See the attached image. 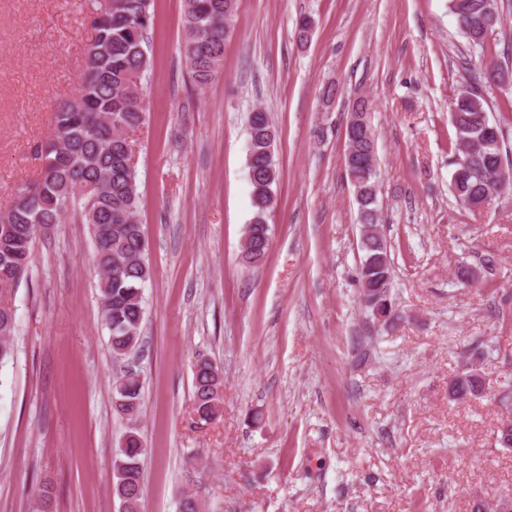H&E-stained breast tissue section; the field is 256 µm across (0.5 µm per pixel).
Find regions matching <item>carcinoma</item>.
I'll list each match as a JSON object with an SVG mask.
<instances>
[{"label":"carcinoma","mask_w":512,"mask_h":512,"mask_svg":"<svg viewBox=\"0 0 512 512\" xmlns=\"http://www.w3.org/2000/svg\"><path fill=\"white\" fill-rule=\"evenodd\" d=\"M232 0H184L185 59L197 87L218 73L224 40L235 12ZM153 0H94L89 10L95 31L84 52L80 81L74 95L51 112L52 131L35 146L41 166L35 178L14 195L0 212V367L11 356L9 340L16 331L14 292L32 263L33 243L61 223L65 214L88 226L99 271L102 318L112 354L124 357L140 338L144 320L143 288L150 277L147 244L138 220L140 196L133 133L143 119V78L151 61L147 30L153 23ZM504 4L500 0H448V11L471 46H484L481 31L495 30ZM512 81V71L500 63L481 69L449 103L456 145L476 141L477 150L460 149L449 156V190L461 201L490 205V187L512 180L503 128L485 108V88ZM366 100L355 101L346 123V175L354 188L358 223L362 226L363 260L359 268L363 308L373 317H390L392 264L382 233L377 158L362 131ZM265 109L248 114L247 168L253 216L245 239L243 261L256 268L270 244L267 215L276 199L280 172L273 153L275 127ZM494 265L488 255L478 263L458 267L460 282L486 273ZM194 372L195 411L209 421L222 373L204 359ZM484 390L480 372L465 369L450 383V397H477ZM116 411L130 418L140 408L141 385L129 379L114 387ZM144 442L139 433H125L113 457V489L122 512H139L142 493Z\"/></svg>","instance_id":"carcinoma-1"}]
</instances>
